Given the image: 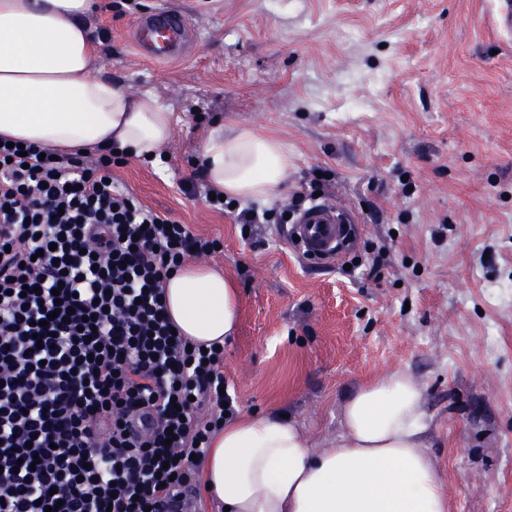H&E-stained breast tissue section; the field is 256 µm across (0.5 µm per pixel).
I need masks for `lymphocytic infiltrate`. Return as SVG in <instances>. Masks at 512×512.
Wrapping results in <instances>:
<instances>
[{"mask_svg":"<svg viewBox=\"0 0 512 512\" xmlns=\"http://www.w3.org/2000/svg\"><path fill=\"white\" fill-rule=\"evenodd\" d=\"M41 152L0 140V512H183L236 409L165 283L222 243L111 184L122 157Z\"/></svg>","mask_w":512,"mask_h":512,"instance_id":"obj_1","label":"lymphocytic infiltrate"}]
</instances>
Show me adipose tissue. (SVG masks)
Here are the masks:
<instances>
[{"instance_id":"obj_1","label":"adipose tissue","mask_w":512,"mask_h":512,"mask_svg":"<svg viewBox=\"0 0 512 512\" xmlns=\"http://www.w3.org/2000/svg\"><path fill=\"white\" fill-rule=\"evenodd\" d=\"M91 0H0V137L61 153L118 146L127 157L160 155L173 115L95 75ZM209 186L235 200H268L288 168L282 141L250 129L208 136ZM167 312L187 338L225 342L239 326L234 280L188 263L165 288ZM341 433L308 447L293 418L238 415L217 433L202 481L230 512H450L444 474L428 444L421 389L407 372L375 376L351 394Z\"/></svg>"}]
</instances>
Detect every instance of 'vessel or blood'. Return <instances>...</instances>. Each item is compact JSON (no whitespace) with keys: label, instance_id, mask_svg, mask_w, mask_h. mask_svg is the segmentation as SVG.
<instances>
[{"label":"vessel or blood","instance_id":"obj_1","mask_svg":"<svg viewBox=\"0 0 512 512\" xmlns=\"http://www.w3.org/2000/svg\"><path fill=\"white\" fill-rule=\"evenodd\" d=\"M195 32L188 17L180 12L158 8L143 15L134 30V46L145 59L166 63L182 56L194 39ZM346 213L327 204L304 210L288 229L295 246L307 255L324 260L336 257L349 240Z\"/></svg>","mask_w":512,"mask_h":512}]
</instances>
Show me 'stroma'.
Wrapping results in <instances>:
<instances>
[{"label": "stroma", "mask_w": 512, "mask_h": 512, "mask_svg": "<svg viewBox=\"0 0 512 512\" xmlns=\"http://www.w3.org/2000/svg\"><path fill=\"white\" fill-rule=\"evenodd\" d=\"M141 2L187 14L198 38L146 61L139 11L93 0L98 74L176 118L164 161L127 160L112 180L222 242L209 261L241 294L223 368L238 412H288L321 448L348 393L408 371L452 512H512V35L493 0ZM216 125L282 140L269 206L327 173L322 202L355 219L335 261L277 224L242 235L209 205L199 152Z\"/></svg>", "instance_id": "stroma-1"}]
</instances>
